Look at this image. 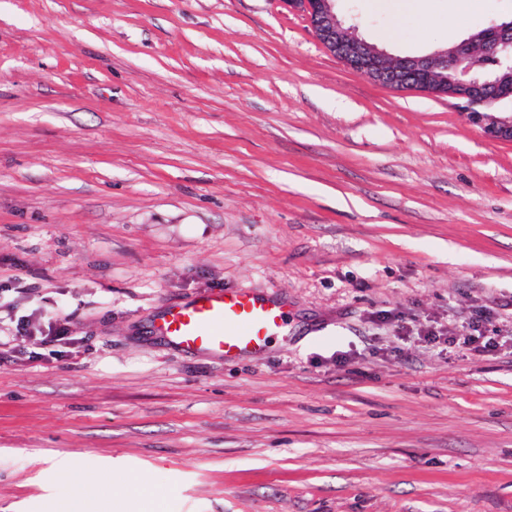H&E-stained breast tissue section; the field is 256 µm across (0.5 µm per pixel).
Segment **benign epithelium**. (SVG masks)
Instances as JSON below:
<instances>
[{"mask_svg":"<svg viewBox=\"0 0 512 512\" xmlns=\"http://www.w3.org/2000/svg\"><path fill=\"white\" fill-rule=\"evenodd\" d=\"M303 12L318 40L340 61L385 85L430 91L465 102V113L486 137L512 142V112L492 114L493 105L512 97V64L499 53L512 48V22L493 20L452 46L416 56H392L345 26L336 0H283Z\"/></svg>","mask_w":512,"mask_h":512,"instance_id":"7a95c632","label":"benign epithelium"}]
</instances>
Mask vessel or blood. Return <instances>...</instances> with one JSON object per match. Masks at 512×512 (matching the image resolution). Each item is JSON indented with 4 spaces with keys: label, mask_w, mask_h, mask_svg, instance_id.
Here are the masks:
<instances>
[{
    "label": "vessel or blood",
    "mask_w": 512,
    "mask_h": 512,
    "mask_svg": "<svg viewBox=\"0 0 512 512\" xmlns=\"http://www.w3.org/2000/svg\"><path fill=\"white\" fill-rule=\"evenodd\" d=\"M287 318L282 300L242 288L211 290L168 307L155 331L175 348L233 362L284 337Z\"/></svg>",
    "instance_id": "b4317fda"
}]
</instances>
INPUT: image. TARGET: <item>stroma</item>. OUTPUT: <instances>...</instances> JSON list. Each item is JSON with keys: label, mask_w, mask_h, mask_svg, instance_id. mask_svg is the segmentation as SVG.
I'll return each instance as SVG.
<instances>
[{"label": "stroma", "mask_w": 512, "mask_h": 512, "mask_svg": "<svg viewBox=\"0 0 512 512\" xmlns=\"http://www.w3.org/2000/svg\"><path fill=\"white\" fill-rule=\"evenodd\" d=\"M339 0L387 53L512 16ZM280 298L234 363L157 336ZM68 338L47 341L57 310ZM484 316L493 350L428 343ZM0 512H512V142L349 69L283 0H0ZM72 455L79 470L46 471ZM394 1V25L386 32L384 38L395 40L403 33L402 20L405 16L423 14L429 0H391ZM286 304L249 289L211 290L168 307L155 331L175 348L234 362L287 332Z\"/></svg>", "instance_id": "stroma-1"}]
</instances>
